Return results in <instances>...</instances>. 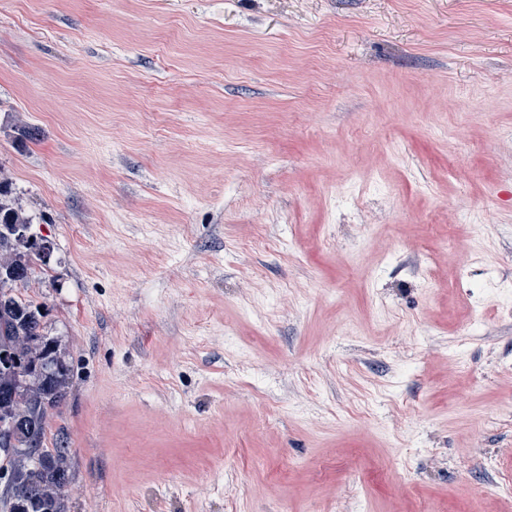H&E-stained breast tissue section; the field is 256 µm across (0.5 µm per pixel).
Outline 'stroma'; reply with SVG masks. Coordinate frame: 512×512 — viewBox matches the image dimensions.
Masks as SVG:
<instances>
[{
	"label": "stroma",
	"mask_w": 512,
	"mask_h": 512,
	"mask_svg": "<svg viewBox=\"0 0 512 512\" xmlns=\"http://www.w3.org/2000/svg\"><path fill=\"white\" fill-rule=\"evenodd\" d=\"M0 171L67 512H512V0H0Z\"/></svg>",
	"instance_id": "35a3bbf8"
}]
</instances>
